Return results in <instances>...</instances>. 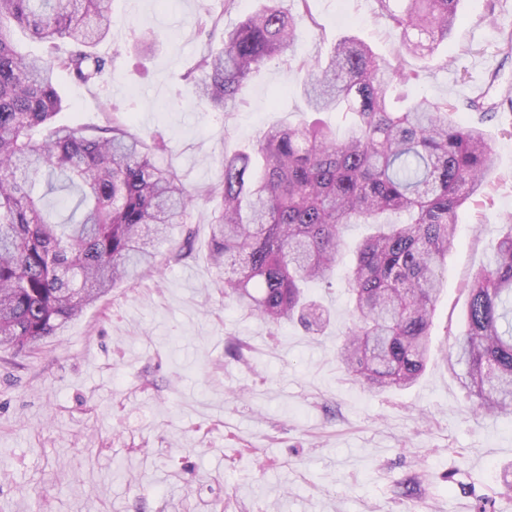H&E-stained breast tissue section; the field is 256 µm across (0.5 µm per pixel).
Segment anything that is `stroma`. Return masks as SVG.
I'll return each mask as SVG.
<instances>
[{"label": "stroma", "instance_id": "1", "mask_svg": "<svg viewBox=\"0 0 512 512\" xmlns=\"http://www.w3.org/2000/svg\"><path fill=\"white\" fill-rule=\"evenodd\" d=\"M263 4L113 0L97 47L112 74L91 86L61 77L59 119L105 126L111 107L127 109L143 141L165 137L161 163L198 190L263 128L311 119L305 68L340 38L400 59L416 75L409 95L457 104L494 159L482 195L458 215L424 373L376 393L337 358L351 324L345 276L365 225L346 230L332 290L309 289L331 315L314 335L225 302L209 261L214 205L204 202L172 233L173 243L194 241L186 263L112 289L31 352L0 351V512H512V414H477L450 357L466 285L512 216V0H460L447 44L401 58L377 0H280L299 38L253 74L233 111L200 103L184 73ZM203 11L219 25L209 36L192 24ZM144 25L152 44L134 41ZM477 88L480 113L468 107ZM232 342L240 357L227 353Z\"/></svg>", "mask_w": 512, "mask_h": 512}]
</instances>
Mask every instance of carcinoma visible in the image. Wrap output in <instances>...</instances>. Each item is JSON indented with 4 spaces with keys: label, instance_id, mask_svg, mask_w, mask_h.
I'll list each match as a JSON object with an SVG mask.
<instances>
[{
    "label": "carcinoma",
    "instance_id": "1",
    "mask_svg": "<svg viewBox=\"0 0 512 512\" xmlns=\"http://www.w3.org/2000/svg\"><path fill=\"white\" fill-rule=\"evenodd\" d=\"M378 2L398 32L399 60L448 41L459 0H401L398 11L394 0ZM111 4L0 0V349L38 346L110 289L158 268L156 245L187 223L200 195L215 202L212 263L231 268L224 300L272 325L297 315L323 322L305 288L329 283L348 226L371 225L347 275L352 327L339 360L377 391L415 383L458 212L493 167L482 129L455 120L448 102L405 101L396 87L416 75L343 37L310 65L304 95L312 111L341 114L347 133L322 120L272 126L256 155L224 156L221 179L195 194L155 160L166 143L147 145L118 108L91 130L57 121L58 76L95 85L111 70L95 52L110 32ZM16 27L46 52L18 51ZM298 35L279 0H267L224 29L222 51L195 60L198 100L234 110L253 70ZM39 177L48 194L75 193L69 215L47 212L34 195ZM192 251L188 235L165 263ZM455 358L477 413L512 412V230L472 277Z\"/></svg>",
    "mask_w": 512,
    "mask_h": 512
}]
</instances>
